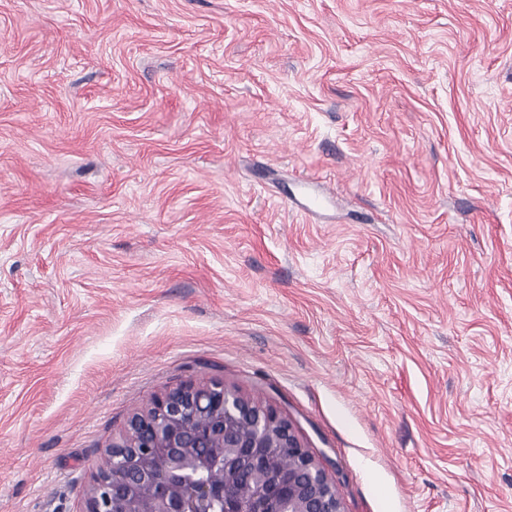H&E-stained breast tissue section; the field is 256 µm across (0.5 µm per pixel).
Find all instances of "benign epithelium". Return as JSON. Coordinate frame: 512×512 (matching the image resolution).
<instances>
[{
    "mask_svg": "<svg viewBox=\"0 0 512 512\" xmlns=\"http://www.w3.org/2000/svg\"><path fill=\"white\" fill-rule=\"evenodd\" d=\"M85 512H342L275 409L222 381L183 383L134 414L96 467Z\"/></svg>",
    "mask_w": 512,
    "mask_h": 512,
    "instance_id": "7a95c632",
    "label": "benign epithelium"
}]
</instances>
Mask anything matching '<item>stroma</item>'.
Returning <instances> with one entry per match:
<instances>
[{
    "instance_id": "obj_1",
    "label": "stroma",
    "mask_w": 512,
    "mask_h": 512,
    "mask_svg": "<svg viewBox=\"0 0 512 512\" xmlns=\"http://www.w3.org/2000/svg\"><path fill=\"white\" fill-rule=\"evenodd\" d=\"M214 379L343 512H512V0H0V512Z\"/></svg>"
}]
</instances>
